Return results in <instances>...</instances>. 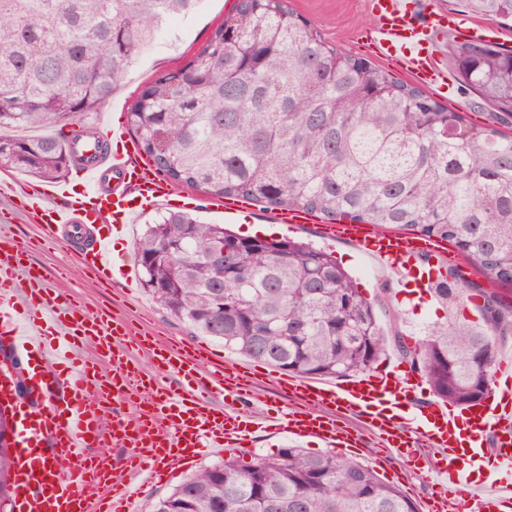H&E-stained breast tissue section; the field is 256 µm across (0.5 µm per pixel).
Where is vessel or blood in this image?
Masks as SVG:
<instances>
[{
    "mask_svg": "<svg viewBox=\"0 0 512 512\" xmlns=\"http://www.w3.org/2000/svg\"><path fill=\"white\" fill-rule=\"evenodd\" d=\"M366 6L376 21L365 34L373 52L425 87L446 88L448 67L436 46L446 36L447 16L432 11L419 22L415 0H366ZM105 137L124 149L111 153L97 140L79 141L91 158L79 192L63 184L23 189L16 207L49 237L87 238L76 257L81 268L105 277L117 268L126 276L131 267L117 265L113 241L126 237L135 214L168 200L171 190L132 162L136 146L125 131L111 129ZM97 223L103 231L90 234ZM323 232L355 242L422 288L438 281L424 266L437 250L434 240L365 224H328ZM29 252L26 243L0 236V346L32 361L36 400L26 408L14 405L0 388V404L11 406L17 420L15 512H136L134 479L166 482L201 452L238 451L260 429L314 437L341 451L361 447L360 433L337 426L340 415L362 419L405 470L417 469L420 441L436 449L437 460L424 472L431 492L422 512H512L511 363L500 362L489 402L464 411L419 403L408 372L396 363L335 383L276 377L290 406L274 407L269 420L244 417L239 406L251 397L245 370L191 343L160 344L137 335L114 313L89 312L52 290ZM141 354L156 373L134 364ZM489 464L500 479L483 478Z\"/></svg>",
    "mask_w": 512,
    "mask_h": 512,
    "instance_id": "1",
    "label": "vessel or blood"
}]
</instances>
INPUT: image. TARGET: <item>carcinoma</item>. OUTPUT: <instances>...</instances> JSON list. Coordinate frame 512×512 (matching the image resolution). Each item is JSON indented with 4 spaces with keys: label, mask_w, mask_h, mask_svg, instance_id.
I'll return each mask as SVG.
<instances>
[{
    "label": "carcinoma",
    "mask_w": 512,
    "mask_h": 512,
    "mask_svg": "<svg viewBox=\"0 0 512 512\" xmlns=\"http://www.w3.org/2000/svg\"><path fill=\"white\" fill-rule=\"evenodd\" d=\"M512 23V0H461ZM200 0H0V167L47 182L86 158L72 126L103 107L127 69ZM460 85L512 114V51L453 41ZM129 124L173 187L302 210L380 233L445 241L489 282L512 288V136L341 53L283 0H238L185 67L148 83ZM48 128L21 137L13 129ZM224 249V261L214 250ZM141 284L173 318L301 376L355 377L395 349L433 394L472 406L490 392L512 304L456 267L435 288L448 321L414 348L380 329L373 304L331 254L240 237L183 212L136 244ZM478 295L481 322L460 316ZM13 449L0 447V500ZM146 512H416L363 463L282 448L232 454L148 499Z\"/></svg>",
    "instance_id": "cac0c4a2"
}]
</instances>
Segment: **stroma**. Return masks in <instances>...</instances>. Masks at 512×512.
Instances as JSON below:
<instances>
[{"label": "stroma", "mask_w": 512, "mask_h": 512, "mask_svg": "<svg viewBox=\"0 0 512 512\" xmlns=\"http://www.w3.org/2000/svg\"><path fill=\"white\" fill-rule=\"evenodd\" d=\"M294 13L310 21L323 38L342 52L365 56L358 38L360 30L373 23L364 0H283ZM237 0H202L197 11L186 18H175L171 28L159 34L133 62L114 91L111 100L100 110L83 119L84 126L98 123L103 126L126 124V115L142 87L160 74L183 67L199 53L214 30L232 12ZM443 104L456 112H465L482 125H489L512 134V117L502 116L474 91L451 83ZM180 195L189 197L185 213L201 220L226 225L241 236H274L303 240L331 253L337 263L355 279L359 291L373 305L380 325L387 334H402L420 342L437 324L445 322L448 313L437 299L424 302L412 300L410 286H397L388 269L364 255L359 247L345 239H330L320 233L317 225L287 226L275 223V211L257 203L240 211L225 210L221 201L211 199L203 190L183 187ZM8 233L20 241L32 243L29 260L33 266L54 271L67 267L65 276L54 277L52 289L65 292L82 302L89 311L103 307H123L135 329L151 332L174 342L196 343L210 352L221 355V341L200 335L188 325L166 313L142 286L124 288L122 281L102 283L91 272L67 266L74 251L68 243L42 241L34 224L18 219L11 223Z\"/></svg>", "instance_id": "1"}]
</instances>
